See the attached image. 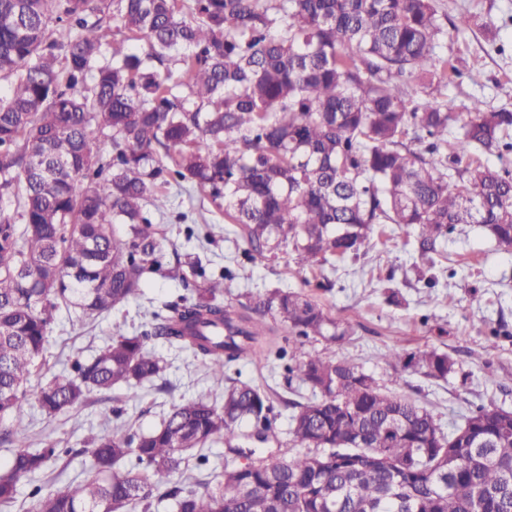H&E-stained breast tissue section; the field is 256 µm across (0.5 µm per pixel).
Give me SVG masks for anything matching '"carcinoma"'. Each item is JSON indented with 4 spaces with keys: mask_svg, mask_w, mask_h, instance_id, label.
<instances>
[{
    "mask_svg": "<svg viewBox=\"0 0 512 512\" xmlns=\"http://www.w3.org/2000/svg\"><path fill=\"white\" fill-rule=\"evenodd\" d=\"M447 40L437 0H0V196L16 202L0 212V439L16 447L0 506L60 457L25 442L20 411L58 314L94 322L141 296L144 275L163 270L155 219L169 186L223 201L251 263L281 250L300 268L356 257L377 224L418 233L423 255L462 224L512 246V170L478 162L512 155V110L448 111L441 89L463 72L436 52ZM99 136L106 159L92 152ZM186 267L203 279L194 295L139 332L113 326L97 355L40 387L39 407L54 418L93 391L161 378L157 338L224 383L223 403L203 392L149 432L90 435L93 475L33 487L29 512H157L164 500L174 512H512V410L479 406L446 433L349 359L303 350L350 336L310 297L250 292L235 312L226 276L207 277L195 253L167 273ZM276 325L295 335L286 349L269 338ZM272 355L313 398L284 401L296 451L267 462L239 441L275 434L274 398L225 368ZM387 357L430 379L455 371L435 349ZM218 439L248 462L212 486L190 462L206 464ZM178 471L186 482L165 486Z\"/></svg>",
    "mask_w": 512,
    "mask_h": 512,
    "instance_id": "carcinoma-1",
    "label": "carcinoma"
}]
</instances>
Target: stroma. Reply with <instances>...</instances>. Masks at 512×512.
Masks as SVG:
<instances>
[{"label": "stroma", "instance_id": "stroma-1", "mask_svg": "<svg viewBox=\"0 0 512 512\" xmlns=\"http://www.w3.org/2000/svg\"><path fill=\"white\" fill-rule=\"evenodd\" d=\"M439 5L449 20L463 14L472 18L469 27L449 32L443 49L463 70L462 77L443 90L449 111H465L476 100L487 110L512 108V0H439ZM181 212L187 213V221L178 220ZM189 223L197 233L192 240L184 234ZM160 227L164 252H196L205 260L207 273L232 272L225 306L238 308L248 291L283 288L309 295L331 317L350 322L353 334L341 347L312 340L306 342V350L351 358L388 390L431 411L444 431H453L481 405L512 410V248L498 245L477 225L459 226L440 242L437 253L423 259L414 235L394 224H380L360 258L311 269L298 268L286 254L269 263L248 262L243 255L247 243L238 227L226 223L223 208L195 189L179 195ZM142 291L137 301L116 307L93 323L61 313L50 332L44 375L62 372L75 358L96 355L108 342L113 325L130 332L142 330L149 310L190 293L182 281L158 273L146 276ZM151 346L167 369L137 395L117 386L91 393L85 405L48 418L42 415L35 392H28L21 411L30 443L61 448L62 454L49 470L22 481L18 501L9 512H27L34 486L89 478L91 458L84 447L90 434L115 429L124 434L147 432L174 404L200 392L222 398L223 383L200 362L160 339ZM392 348L446 352L455 361V371L445 381L394 371L386 358ZM236 368L242 381L278 396L299 402L311 396L301 384H287L283 362L241 361ZM489 369L502 377V386L486 383Z\"/></svg>", "mask_w": 512, "mask_h": 512}]
</instances>
